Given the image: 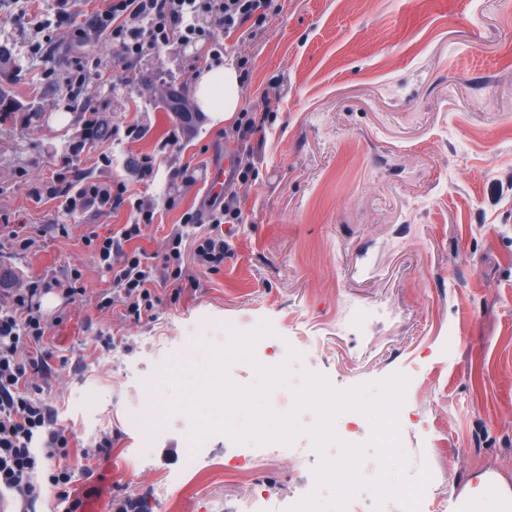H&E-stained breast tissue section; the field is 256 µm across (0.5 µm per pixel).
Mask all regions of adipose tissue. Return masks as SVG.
I'll use <instances>...</instances> for the list:
<instances>
[{"label":"adipose tissue","instance_id":"adipose-tissue-1","mask_svg":"<svg viewBox=\"0 0 512 512\" xmlns=\"http://www.w3.org/2000/svg\"><path fill=\"white\" fill-rule=\"evenodd\" d=\"M239 87L234 66L205 68L196 81L197 104L214 122L235 124L241 108ZM456 512H512V483L495 472L476 474L457 501Z\"/></svg>","mask_w":512,"mask_h":512}]
</instances>
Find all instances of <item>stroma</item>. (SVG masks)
Returning <instances> with one entry per match:
<instances>
[{
    "instance_id": "1",
    "label": "stroma",
    "mask_w": 512,
    "mask_h": 512,
    "mask_svg": "<svg viewBox=\"0 0 512 512\" xmlns=\"http://www.w3.org/2000/svg\"><path fill=\"white\" fill-rule=\"evenodd\" d=\"M273 5L270 26L224 41L242 67L243 109L267 115L255 149L196 110L208 44L115 67L110 43L81 36L101 0H33L25 17L0 0L10 89L39 114L0 119V273L26 288L77 269L86 290L73 299L42 286L36 297L51 372L35 394L68 435L75 476L55 486L53 462L39 464L30 512H250L257 495L284 508L312 493V410L244 480L224 468L252 458L253 443L221 432L192 442L189 417L169 410L175 383L200 384L212 348L264 322L291 388L307 371L340 391L406 377L400 445L408 475L431 472L425 506H455L485 470L512 480V0ZM78 61L80 85L69 81ZM93 117L110 136H87ZM69 155V179L124 183L130 204L67 211L35 196ZM227 157L256 169L236 188L243 221L223 263L190 264L199 287L172 299L162 257ZM135 201L153 219L123 249L149 257L156 298L138 322L121 303L99 307L112 278L85 243L133 222ZM14 224L34 248L12 247Z\"/></svg>"
}]
</instances>
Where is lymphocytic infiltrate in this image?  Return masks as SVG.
<instances>
[{
  "mask_svg": "<svg viewBox=\"0 0 512 512\" xmlns=\"http://www.w3.org/2000/svg\"><path fill=\"white\" fill-rule=\"evenodd\" d=\"M95 27L98 37L112 43L123 62L157 53L174 42L209 43L213 61H221L224 46L214 37V28L225 33L245 23L265 26L272 0H104ZM126 187L110 189L94 183L79 187H50L52 197L63 199L66 209L77 205L98 209H116L124 205ZM151 214L141 221L124 225L120 234L97 239L94 251L102 268L110 271L115 295L133 320L151 317L154 301L152 268L140 252L124 253L125 242L138 238L142 227L151 223ZM242 221V211L234 194L212 204L207 218L188 212L182 217L183 230L175 232L163 257L173 296H180L189 276L185 256L193 254L199 264L211 265L224 260L228 244L223 227ZM124 254L123 264L112 258ZM36 287L24 292L0 289V297L9 307L0 310V491L17 493L22 500L35 494L29 477L39 459H52L66 447L68 437L57 427L44 405L29 391L33 378L48 375L51 366L44 347L47 326L33 303Z\"/></svg>",
  "mask_w": 512,
  "mask_h": 512,
  "instance_id": "1",
  "label": "lymphocytic infiltrate"
}]
</instances>
